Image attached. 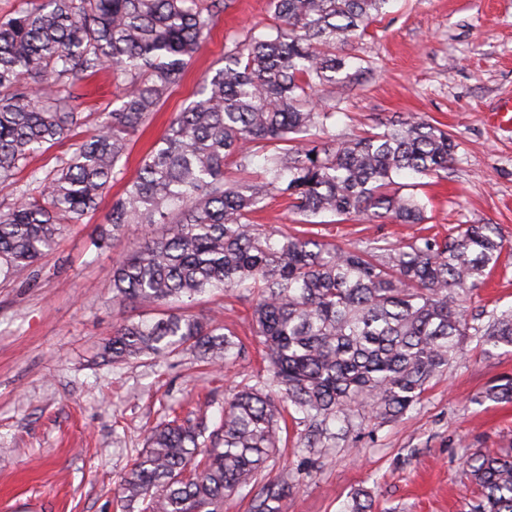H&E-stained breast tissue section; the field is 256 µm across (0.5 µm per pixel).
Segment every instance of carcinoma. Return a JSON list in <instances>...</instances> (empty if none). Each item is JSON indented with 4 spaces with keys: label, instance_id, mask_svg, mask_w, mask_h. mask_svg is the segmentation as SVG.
I'll return each mask as SVG.
<instances>
[{
    "label": "carcinoma",
    "instance_id": "obj_1",
    "mask_svg": "<svg viewBox=\"0 0 512 512\" xmlns=\"http://www.w3.org/2000/svg\"><path fill=\"white\" fill-rule=\"evenodd\" d=\"M390 0H269L272 23L224 52L197 99L174 115L112 202L101 239L128 224H164L165 234L113 267L112 298L161 317L112 326L104 349L116 365L162 360L189 345L215 362L238 356L233 335L174 302L215 289L251 304V329L266 374L224 398L222 424L160 423L125 474L119 497L139 512H224V501L255 492L251 512H286L288 484L262 481L295 413L309 446L330 425H353L367 406L395 421L422 399L464 343L512 348V309L485 323L465 298L497 267L505 242L494 224H459L448 236L385 238L343 246L300 233L266 231L252 216L266 201H290L298 223L329 214L342 221L423 224L426 204L392 190L410 173L439 177L459 144L412 116L354 137L331 133L335 113L316 89L336 83L361 38ZM228 0H20L0 18V274L11 276L54 252L61 224H80L120 179L131 137L182 79ZM109 70L125 87L120 105L97 114L69 157L18 178L29 158L78 135L76 90ZM253 178L230 179L227 169ZM484 401L512 403V376ZM477 495L464 512H512V455H473ZM360 489L344 512H372Z\"/></svg>",
    "mask_w": 512,
    "mask_h": 512
}]
</instances>
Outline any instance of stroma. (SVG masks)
<instances>
[{
    "instance_id": "stroma-1",
    "label": "stroma",
    "mask_w": 512,
    "mask_h": 512,
    "mask_svg": "<svg viewBox=\"0 0 512 512\" xmlns=\"http://www.w3.org/2000/svg\"><path fill=\"white\" fill-rule=\"evenodd\" d=\"M269 22L267 0H230L181 82L132 138L125 178L194 100L203 75L222 67L226 47ZM345 52L355 58V73L315 94L334 106L337 136L417 114L448 131L459 149L447 173L415 190L427 203L425 225L356 219L314 224L311 232L343 245L404 241L424 227L444 234L457 224L498 225L507 248L466 304L474 314L512 308V130L488 120L512 96V0H391ZM121 93L104 70L84 86L77 106L109 111ZM121 192L113 184L83 223L64 226L41 266L0 282V512H122L116 489L147 430L171 409L217 426L225 395L253 383L262 368L248 303L220 291L202 296L192 312L238 331L236 360L219 368L191 349L159 364L104 358L113 325L150 314L113 301V264L162 233L158 224H129L113 242H100ZM510 375L512 348L466 344L402 419L384 423L362 407L346 434L313 448L288 425L262 477L292 485L287 512H343L362 488L373 491L377 512H463L474 492L468 457L512 451V404L479 399Z\"/></svg>"
}]
</instances>
